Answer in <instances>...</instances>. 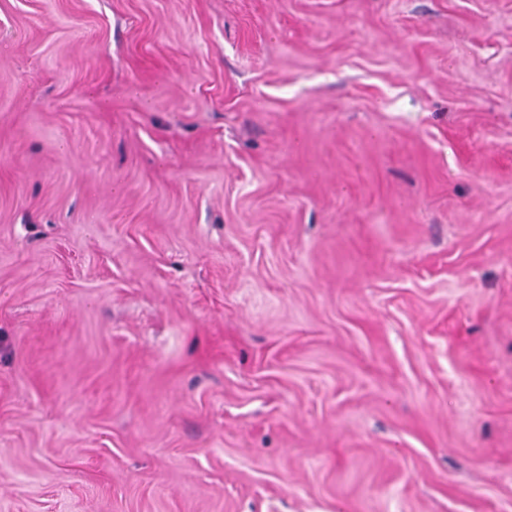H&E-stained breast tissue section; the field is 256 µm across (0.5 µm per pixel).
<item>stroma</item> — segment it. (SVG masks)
<instances>
[{"label":"stroma","instance_id":"1","mask_svg":"<svg viewBox=\"0 0 512 512\" xmlns=\"http://www.w3.org/2000/svg\"><path fill=\"white\" fill-rule=\"evenodd\" d=\"M0 512H512V0H0Z\"/></svg>","mask_w":512,"mask_h":512}]
</instances>
